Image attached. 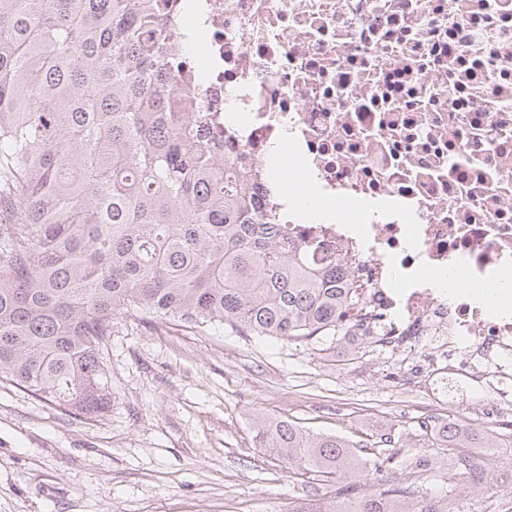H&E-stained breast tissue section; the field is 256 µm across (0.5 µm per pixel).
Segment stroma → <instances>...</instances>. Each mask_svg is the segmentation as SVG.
<instances>
[{
  "label": "stroma",
  "instance_id": "obj_1",
  "mask_svg": "<svg viewBox=\"0 0 512 512\" xmlns=\"http://www.w3.org/2000/svg\"><path fill=\"white\" fill-rule=\"evenodd\" d=\"M103 357L112 407L93 419L0 382V512H288L330 492L259 448L260 415L354 441L391 435L437 457L416 495L477 512L512 499V413L487 420L436 408L413 380L420 357L375 338L288 341L131 312L113 320ZM450 415L500 448L482 490L454 474V449L420 429Z\"/></svg>",
  "mask_w": 512,
  "mask_h": 512
}]
</instances>
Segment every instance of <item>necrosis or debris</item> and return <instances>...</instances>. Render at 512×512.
Wrapping results in <instances>:
<instances>
[{
    "label": "necrosis or debris",
    "mask_w": 512,
    "mask_h": 512,
    "mask_svg": "<svg viewBox=\"0 0 512 512\" xmlns=\"http://www.w3.org/2000/svg\"><path fill=\"white\" fill-rule=\"evenodd\" d=\"M178 78L274 223L390 320L439 406L512 411V0H169ZM303 176L322 215L290 188ZM455 269L471 291L436 278ZM478 290L483 300L487 301L491 308L504 315L511 312L512 284L506 279L485 283Z\"/></svg>",
    "instance_id": "4bbe7bcc"
}]
</instances>
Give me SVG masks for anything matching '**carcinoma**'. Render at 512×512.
Segmentation results:
<instances>
[{"label":"carcinoma","mask_w":512,"mask_h":512,"mask_svg":"<svg viewBox=\"0 0 512 512\" xmlns=\"http://www.w3.org/2000/svg\"><path fill=\"white\" fill-rule=\"evenodd\" d=\"M173 32L162 0H0V380L76 418L110 409L101 353L131 310L246 336L370 335L341 273L272 223L256 171L180 91ZM423 426L482 447L459 422ZM256 438L336 484L288 512H451L372 477L359 443L266 418ZM434 464L411 456L409 477ZM454 466L482 484L474 459Z\"/></svg>","instance_id":"1"}]
</instances>
